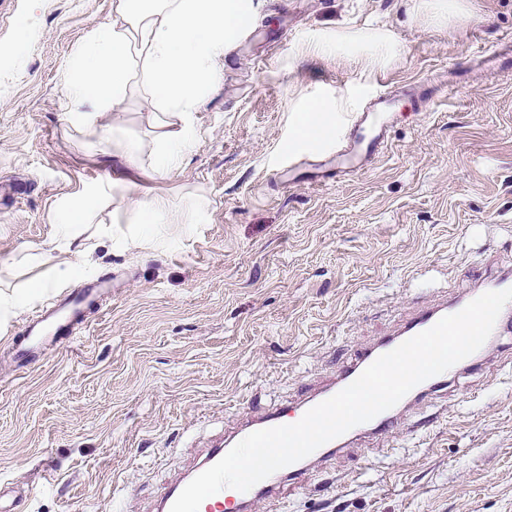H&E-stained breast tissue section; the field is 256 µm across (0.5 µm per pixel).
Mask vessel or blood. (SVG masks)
<instances>
[{"label":"vessel or blood","instance_id":"1","mask_svg":"<svg viewBox=\"0 0 512 512\" xmlns=\"http://www.w3.org/2000/svg\"><path fill=\"white\" fill-rule=\"evenodd\" d=\"M395 95L387 93L371 102L360 118L358 125L349 129L336 146L337 158L348 161V168H337V175H344L346 169L359 170L376 160L386 148L392 127L390 113ZM100 297L93 288H77L57 299L50 307L33 315L27 325L26 340L17 345L15 354L23 361H30L35 350L47 339H69L77 342L83 331L77 322L83 306H97ZM466 299L458 298L436 306L424 307L413 313L400 329L389 336L356 351L351 362L339 367L330 383L319 391L308 393L297 404L293 414H284L275 409L264 414L258 422L247 425V432L268 429L298 422L310 408L331 398L352 383L378 357L395 349L407 339L433 327L442 317L462 310ZM399 425L398 408H390L370 421L357 425L347 431L345 436L337 437L315 450L308 459L290 464L288 469L279 470L253 486L249 491L241 492L229 489L228 493L215 494L205 499L199 512H250L257 499L285 498L294 495L308 480L310 460L325 459L344 449L346 439L362 435L388 438Z\"/></svg>","mask_w":512,"mask_h":512}]
</instances>
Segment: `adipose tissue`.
Here are the masks:
<instances>
[{"instance_id":"obj_1","label":"adipose tissue","mask_w":512,"mask_h":512,"mask_svg":"<svg viewBox=\"0 0 512 512\" xmlns=\"http://www.w3.org/2000/svg\"><path fill=\"white\" fill-rule=\"evenodd\" d=\"M258 0H112V19L89 32L63 73L65 112L87 145L147 179L180 171L195 146L192 114L224 80V58L259 12ZM425 22L469 20V0H418ZM145 108L157 148L144 163L140 143L123 127L103 137L105 113ZM174 209L170 198L144 194L130 201V238L152 248L159 224Z\"/></svg>"}]
</instances>
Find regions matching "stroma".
Instances as JSON below:
<instances>
[{
	"instance_id": "1",
	"label": "stroma",
	"mask_w": 512,
	"mask_h": 512,
	"mask_svg": "<svg viewBox=\"0 0 512 512\" xmlns=\"http://www.w3.org/2000/svg\"><path fill=\"white\" fill-rule=\"evenodd\" d=\"M478 18L437 27L412 0H265L193 114L198 145L149 182L192 223L144 250L106 203L81 240L87 263L0 324V507L7 512H154L216 438L328 378L415 309L512 272V0H471ZM112 0H0V291L38 280V255L73 258L58 220L101 184L133 174L79 144L62 108L74 46ZM396 44L384 64L312 43L364 26ZM403 80L385 155L324 188L283 184L287 159L328 160L335 139L295 142L302 109L350 102L351 125ZM27 192L13 196L15 184ZM109 280L81 343L21 368L29 316ZM386 442L358 441L290 498L252 512H512V363L498 346L447 389L407 403Z\"/></svg>"
}]
</instances>
